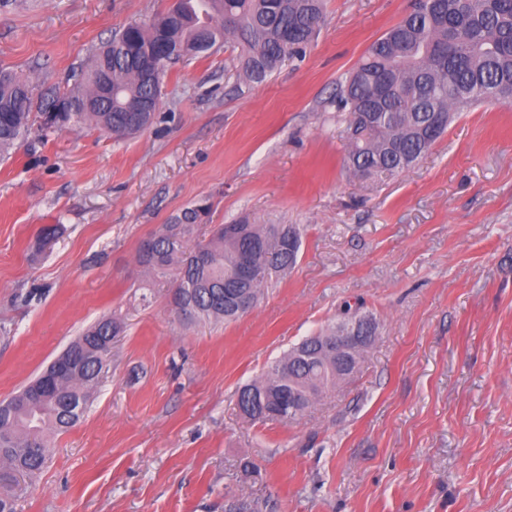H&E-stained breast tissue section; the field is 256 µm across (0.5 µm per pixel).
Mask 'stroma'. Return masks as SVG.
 Wrapping results in <instances>:
<instances>
[{
	"label": "stroma",
	"instance_id": "stroma-1",
	"mask_svg": "<svg viewBox=\"0 0 512 512\" xmlns=\"http://www.w3.org/2000/svg\"><path fill=\"white\" fill-rule=\"evenodd\" d=\"M169 0H8L0 69L34 93ZM411 0H323L305 55L260 84L238 43L165 75L152 126L32 131L0 160V400L91 325L121 322L78 423L47 434L16 512H512V105L461 113L414 166H345L336 88ZM214 224H290L296 265L231 323L174 320L144 239L199 198ZM57 236L34 247L41 228ZM379 323L360 373L289 424H252L238 389L341 319ZM255 470L247 474L244 462Z\"/></svg>",
	"mask_w": 512,
	"mask_h": 512
}]
</instances>
